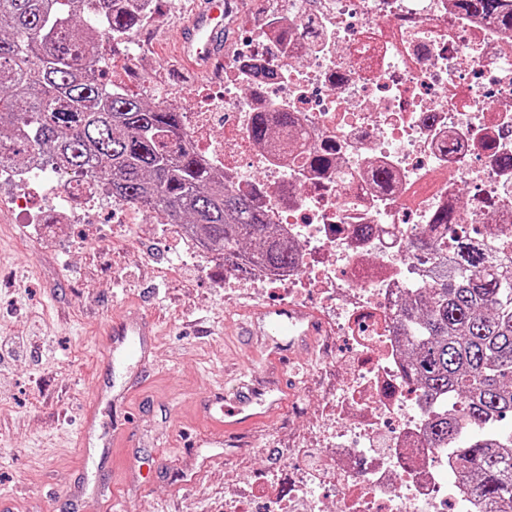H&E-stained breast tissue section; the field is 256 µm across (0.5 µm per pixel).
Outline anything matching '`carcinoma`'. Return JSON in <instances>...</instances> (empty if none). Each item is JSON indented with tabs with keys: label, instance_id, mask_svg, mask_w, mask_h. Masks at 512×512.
<instances>
[{
	"label": "carcinoma",
	"instance_id": "1",
	"mask_svg": "<svg viewBox=\"0 0 512 512\" xmlns=\"http://www.w3.org/2000/svg\"><path fill=\"white\" fill-rule=\"evenodd\" d=\"M512 29L504 0H467ZM139 0H0V161L48 152L58 166L105 182L112 196L189 224L199 244L247 272L286 269L296 246L267 223L253 198L224 186L188 139L182 113L112 90L93 69L99 37L142 25ZM428 263L443 241L422 236ZM489 244L454 234L448 271L400 305L409 373L432 407L429 440L448 445L493 512H512V259L488 264Z\"/></svg>",
	"mask_w": 512,
	"mask_h": 512
}]
</instances>
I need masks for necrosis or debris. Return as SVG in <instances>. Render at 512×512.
<instances>
[{
	"label": "necrosis or debris",
	"mask_w": 512,
	"mask_h": 512,
	"mask_svg": "<svg viewBox=\"0 0 512 512\" xmlns=\"http://www.w3.org/2000/svg\"><path fill=\"white\" fill-rule=\"evenodd\" d=\"M243 20L184 125L225 185L298 245L292 267L254 266L242 287L292 303L317 292L350 350L335 359L346 374L314 467L287 471L272 494L241 486L224 512H288L296 497L325 512L322 486L338 512H483L457 459L429 443L393 320L424 280L409 244L441 212L495 225L494 255L512 254V31L462 0H250ZM285 113L280 150L258 145L257 119ZM46 173L42 157L0 163V185L36 223L87 221L107 198L102 182Z\"/></svg>",
	"instance_id": "obj_1"
}]
</instances>
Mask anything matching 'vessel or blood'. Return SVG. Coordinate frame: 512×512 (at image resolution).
I'll return each mask as SVG.
<instances>
[{"instance_id":"b4317fda","label":"vessel or blood","mask_w":512,"mask_h":512,"mask_svg":"<svg viewBox=\"0 0 512 512\" xmlns=\"http://www.w3.org/2000/svg\"><path fill=\"white\" fill-rule=\"evenodd\" d=\"M233 12L231 0H204L190 20L187 31L176 47L177 55L191 67L202 69L221 62L227 19ZM251 325L261 326L287 336V345L293 349L312 347L316 336L321 335L322 325L312 310L298 305H269L255 308L251 313ZM157 344V331L153 320L132 310L118 321L113 340L105 348L104 361L115 356L132 357L139 364H146ZM236 382V393L224 409V431L238 432L242 427L255 426L272 420L281 410L284 398L279 390L255 396L248 380V369H241Z\"/></svg>"}]
</instances>
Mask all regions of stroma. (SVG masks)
Listing matches in <instances>:
<instances>
[{"instance_id":"obj_1","label":"stroma","mask_w":512,"mask_h":512,"mask_svg":"<svg viewBox=\"0 0 512 512\" xmlns=\"http://www.w3.org/2000/svg\"><path fill=\"white\" fill-rule=\"evenodd\" d=\"M202 0H162L161 32L149 33L143 64L180 90L193 111L202 83L170 49ZM182 246L173 228L115 224L101 203L91 224H58L44 235L0 208V336L43 337L46 345L0 359V500L6 512H76L68 496L84 486L86 512H102L91 491L115 490L123 512H224L238 482L282 466L289 448H311L328 396L342 371L319 364L311 349L295 352L296 382L271 421L219 441L225 372L246 357L262 368L260 387L288 370L268 360V337L244 334L255 306L276 304L224 285L223 267L174 264ZM136 307L162 330L145 371L99 369L113 315ZM126 392L122 403H98L97 391ZM100 432L118 430L112 447L99 434L74 447L87 410Z\"/></svg>"}]
</instances>
